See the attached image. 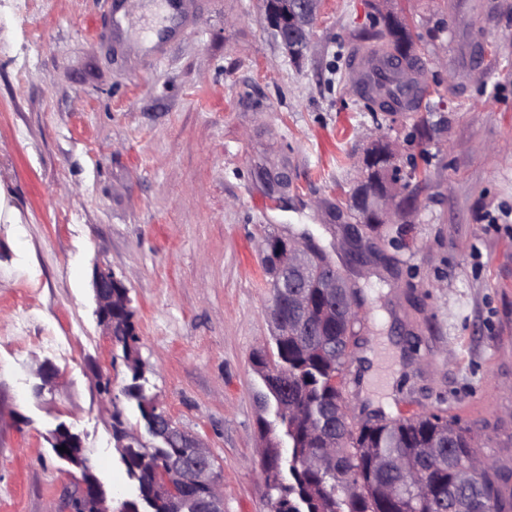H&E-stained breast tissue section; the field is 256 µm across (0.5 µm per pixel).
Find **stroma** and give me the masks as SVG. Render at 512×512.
Returning <instances> with one entry per match:
<instances>
[{"mask_svg": "<svg viewBox=\"0 0 512 512\" xmlns=\"http://www.w3.org/2000/svg\"><path fill=\"white\" fill-rule=\"evenodd\" d=\"M168 2L0 0V512H47L79 488L51 450L62 423L109 503L137 494L112 410L143 423L97 321V267L129 292L148 394L212 448L224 512H261L251 354L271 336L274 231L309 233L360 291L353 414L444 411L512 473V0H322L298 67L262 0L166 15ZM392 8L433 91L417 113L371 112L347 91L353 50ZM421 117L431 140L409 136ZM380 134L415 160L419 207L360 265L335 243ZM48 331L67 354L36 345Z\"/></svg>", "mask_w": 512, "mask_h": 512, "instance_id": "stroma-1", "label": "stroma"}]
</instances>
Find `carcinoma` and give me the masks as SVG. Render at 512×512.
Segmentation results:
<instances>
[{"label":"carcinoma","instance_id":"carcinoma-1","mask_svg":"<svg viewBox=\"0 0 512 512\" xmlns=\"http://www.w3.org/2000/svg\"><path fill=\"white\" fill-rule=\"evenodd\" d=\"M271 26L287 13L289 0H264ZM376 43L365 51L386 58L398 52L418 62L413 29L395 11L383 15ZM410 91L400 69L389 71L384 83L365 90L376 97L396 99ZM370 161L352 189L347 208L368 238L383 237L387 225L367 209L369 194L389 193L388 184L401 180L389 141L365 150ZM278 235L264 237L263 265L271 289L270 308L280 321L272 323V346L252 355L263 383L261 403L273 419H259L265 448L262 459L265 512H512V492L504 494V477L496 468L471 479L461 462L477 454L471 429L438 413L360 423L341 411L345 404V368L357 344L361 322L340 316L341 301L322 287L328 277L344 283V273L316 247L305 268L310 306L298 314L291 306L290 289L276 287L282 274L273 255L281 251ZM128 289L122 281L112 289L113 312L120 315L112 344L121 348L130 383L123 389L136 402L152 445L128 427L123 413H112V438L128 477L138 494L113 512H203L206 487L188 478L170 489L163 475L191 459L190 433L157 408L146 394L140 337L129 310Z\"/></svg>","mask_w":512,"mask_h":512}]
</instances>
